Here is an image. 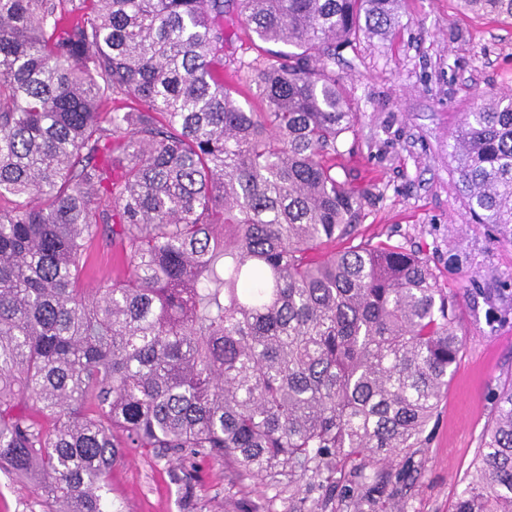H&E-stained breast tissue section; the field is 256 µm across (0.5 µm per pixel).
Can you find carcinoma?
Wrapping results in <instances>:
<instances>
[{
    "mask_svg": "<svg viewBox=\"0 0 512 512\" xmlns=\"http://www.w3.org/2000/svg\"><path fill=\"white\" fill-rule=\"evenodd\" d=\"M292 51L224 74V14ZM512 21V0H457ZM398 0H0V470L46 512H112L127 447L230 459L306 501L390 500L369 465L426 443L457 362L426 260L330 250L365 217L340 180L354 113L325 59ZM255 98L260 112L242 102ZM476 223L512 246V92L452 136ZM124 276L95 274V243ZM454 512H512V378Z\"/></svg>",
    "mask_w": 512,
    "mask_h": 512,
    "instance_id": "carcinoma-1",
    "label": "carcinoma"
}]
</instances>
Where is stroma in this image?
<instances>
[{"instance_id":"stroma-1","label":"stroma","mask_w":512,"mask_h":512,"mask_svg":"<svg viewBox=\"0 0 512 512\" xmlns=\"http://www.w3.org/2000/svg\"><path fill=\"white\" fill-rule=\"evenodd\" d=\"M401 24L386 37L359 36L337 50L335 72L355 117L336 159L342 180L363 190L356 239L417 252L440 287L457 296L462 351L428 440L412 462L388 466L399 512H453L476 462L494 398L512 373V246L472 219L449 156L463 115L512 89V23L463 13L456 0H401ZM507 315H488L485 295ZM198 512H308L229 460L199 462ZM109 497L118 512H179L166 461L126 449ZM38 487L0 473V512H44Z\"/></svg>"}]
</instances>
